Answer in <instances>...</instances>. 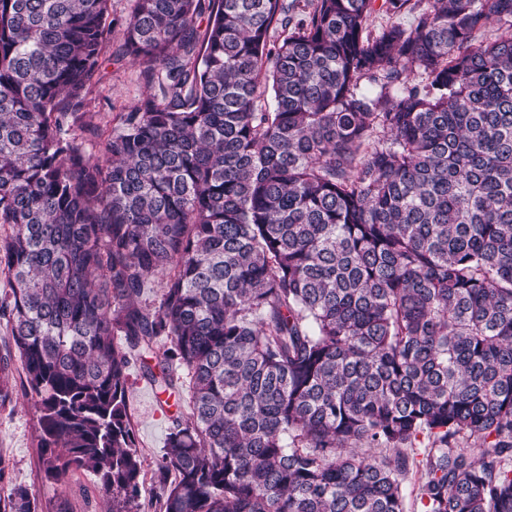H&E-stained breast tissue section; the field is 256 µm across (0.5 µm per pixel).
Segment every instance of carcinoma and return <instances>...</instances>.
I'll list each match as a JSON object with an SVG mask.
<instances>
[{"label": "carcinoma", "instance_id": "cac0c4a2", "mask_svg": "<svg viewBox=\"0 0 512 512\" xmlns=\"http://www.w3.org/2000/svg\"><path fill=\"white\" fill-rule=\"evenodd\" d=\"M109 2L0 0V317L43 477L144 512L135 359L182 400L164 512H405L421 437V512H512V0L377 30L376 0H131L148 92L100 162Z\"/></svg>", "mask_w": 512, "mask_h": 512}]
</instances>
